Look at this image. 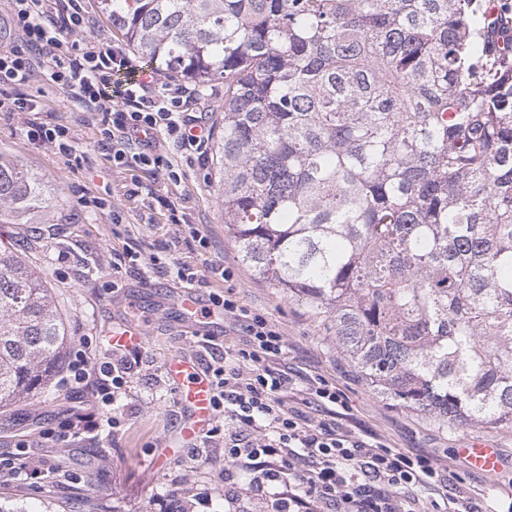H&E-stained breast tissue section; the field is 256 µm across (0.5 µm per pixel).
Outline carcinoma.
Segmentation results:
<instances>
[{
    "instance_id": "carcinoma-1",
    "label": "carcinoma",
    "mask_w": 512,
    "mask_h": 512,
    "mask_svg": "<svg viewBox=\"0 0 512 512\" xmlns=\"http://www.w3.org/2000/svg\"><path fill=\"white\" fill-rule=\"evenodd\" d=\"M505 0H98L128 45L224 81L239 257L365 380L453 429H512V11ZM0 152V223L47 201ZM0 241V409L61 370L65 317Z\"/></svg>"
}]
</instances>
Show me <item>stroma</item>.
I'll return each mask as SVG.
<instances>
[{"instance_id":"1","label":"stroma","mask_w":512,"mask_h":512,"mask_svg":"<svg viewBox=\"0 0 512 512\" xmlns=\"http://www.w3.org/2000/svg\"><path fill=\"white\" fill-rule=\"evenodd\" d=\"M30 92L39 96L54 120L74 129L89 160L82 169L68 168L52 148L27 137L20 116L0 112V152L43 177L51 192L36 223L5 224L0 233L22 244V257L45 271L66 316L71 345L93 336L96 350H103V334L112 325L131 320L146 336L139 364L128 377L120 428L87 433L69 447H60L55 434L63 428L68 410L96 406L89 390L60 383L54 384L48 397L0 410V457L16 456L23 442L28 454L42 457L51 468L41 486L1 485L0 495L35 510L46 501L63 500L79 512L83 493L92 484L105 512H168L175 493L190 501L189 512H269L268 495L251 492L241 471H234L232 481H225L220 444L200 449L196 462L181 449H172L166 456L160 450L164 439H179L187 414L166 364L175 356L196 360L207 354L201 336L179 319L173 305L187 292L205 304L211 294L230 287L244 304L283 331L287 347L273 360V367L288 368L305 385L323 379L342 397L341 404L331 409L298 392L290 395L289 405L303 408L315 420L335 412L355 436L374 437L401 451L433 457L447 470L448 487L419 490L425 512H444L450 495L458 499V512H506L512 505V429H449L378 394L337 351L318 322L240 262L220 218L211 160L187 163L178 148L165 142L161 149L174 165L179 182H169L161 172L132 176L114 168L105 152L97 149L96 114L80 111L67 94L42 82L32 84ZM154 193L169 197L174 209L150 206ZM84 195L105 198L106 204L83 209L77 200ZM116 211L122 213L127 231L114 232L112 214ZM176 212L209 238L207 252L181 243L182 228L172 218ZM129 246L142 257L192 267L199 285L189 287L171 277L146 278L124 272L118 275L121 288L112 289L116 276L112 265ZM216 262L232 269L231 282L210 278L208 268ZM484 438L491 439L501 454V467L492 473L468 468L457 454L458 448ZM231 488L237 491L232 503L226 498Z\"/></svg>"}]
</instances>
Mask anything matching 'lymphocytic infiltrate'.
Returning <instances> with one entry per match:
<instances>
[{"label": "lymphocytic infiltrate", "mask_w": 512, "mask_h": 512, "mask_svg": "<svg viewBox=\"0 0 512 512\" xmlns=\"http://www.w3.org/2000/svg\"><path fill=\"white\" fill-rule=\"evenodd\" d=\"M6 24L10 41L0 46V112L28 115V137L56 150L69 168H82L87 158L70 127L42 119L39 98L27 92L34 81L100 114L99 144L115 166L164 170L177 179L155 142L160 133L195 159L206 155L209 136L190 113L197 90L163 82L134 66L122 47L99 38L85 0H11ZM120 71L128 77L115 91L112 75ZM210 302L239 327L243 341L203 368L213 386V420L204 437H223L225 458L250 474L256 490L281 485L272 512H420L414 491L442 487V468L430 456L362 440L336 419L314 422L289 408L298 382L269 366L286 349L282 331L233 291ZM139 356L130 347L120 359L102 360L80 348L69 356L62 381L94 389L110 406L125 395Z\"/></svg>", "instance_id": "obj_1"}]
</instances>
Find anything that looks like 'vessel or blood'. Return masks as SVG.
Returning <instances> with one entry per match:
<instances>
[{
    "label": "vessel or blood",
    "instance_id": "obj_1",
    "mask_svg": "<svg viewBox=\"0 0 512 512\" xmlns=\"http://www.w3.org/2000/svg\"><path fill=\"white\" fill-rule=\"evenodd\" d=\"M179 311L183 319L203 336L209 335L211 327L219 320L218 314L203 312L198 299L189 293L182 297ZM169 377L175 385L179 400L188 405L191 411V421L182 430L183 439L188 440L205 429L211 419L212 388L195 363L180 357L171 359ZM459 454L474 469L493 471L500 465L496 448L488 444L478 443L460 449Z\"/></svg>",
    "mask_w": 512,
    "mask_h": 512
}]
</instances>
